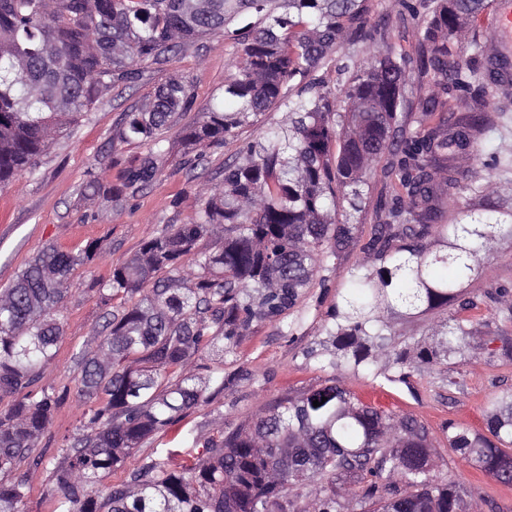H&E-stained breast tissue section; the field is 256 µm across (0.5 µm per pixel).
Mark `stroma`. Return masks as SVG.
Instances as JSON below:
<instances>
[{
    "label": "stroma",
    "instance_id": "obj_1",
    "mask_svg": "<svg viewBox=\"0 0 512 512\" xmlns=\"http://www.w3.org/2000/svg\"><path fill=\"white\" fill-rule=\"evenodd\" d=\"M368 6L388 17L378 50H402L414 58L422 53L421 20L410 15L402 0H368ZM140 70L137 82L103 92L77 124L57 135L34 173L17 175L0 190V288L8 287L46 245L77 252L98 241L106 249L104 255L75 272L74 286L61 312L65 333L60 348L36 383L37 388L55 390L61 401L40 441L47 450L43 464L25 465L17 472L27 485L26 512H50L55 495L51 471L80 424L76 357L96 347V331L104 315L116 308L115 301L102 299L99 293L113 265L133 255L167 225L195 220L206 193L222 180L225 162L285 119L281 111L263 113L253 125L237 129L223 145L200 147V160L191 163L183 160L181 128L173 126L166 132L173 150L156 183L123 203L86 197L82 189L87 182L97 178L111 185L145 152L142 146L116 138L122 113L148 102L156 88L173 76L190 82L197 108H206L212 98L222 96L224 81L234 72L232 49L223 37L209 36L162 63H144ZM402 95L410 133L425 130L419 122V103L424 98H435L438 113L444 115L465 109V95L439 94L433 76L414 66ZM487 110L494 129L480 146L485 162L492 164L495 158L512 154V94L488 97ZM491 176L493 188L488 195H463L448 206V217L489 206L512 211V175L493 169ZM361 257L356 247L339 253L320 270V285L307 289L298 304L276 320L253 323L237 338L223 363L196 357L191 371L210 374L214 380L211 402L189 410L174 428L146 438L136 449L133 462H141L158 448L182 450L186 433L204 440L216 436L220 429L241 427L260 407L281 395H295L332 379L334 372L325 365L331 349L326 329L344 279ZM503 288L512 291V238L508 236L492 242L482 270L469 284V292L482 296L483 301L468 314L463 356L451 357L442 365L422 366L403 382L368 374L344 379L345 387L364 402L397 415L415 416L425 424L433 473L465 485L464 512H512V485L474 475L448 444L449 433L459 428L484 433V414L490 402L512 394V359L500 352L501 337L512 338V314L505 305L486 298L487 293ZM456 314L451 307L425 316L392 315L387 332L402 349L428 339L435 325Z\"/></svg>",
    "mask_w": 512,
    "mask_h": 512
}]
</instances>
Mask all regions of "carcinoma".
I'll list each match as a JSON object with an SVG mask.
<instances>
[{
  "label": "carcinoma",
  "instance_id": "1",
  "mask_svg": "<svg viewBox=\"0 0 512 512\" xmlns=\"http://www.w3.org/2000/svg\"><path fill=\"white\" fill-rule=\"evenodd\" d=\"M405 7L414 15L426 10L420 43L429 52L419 65L443 92L505 90L490 70L492 56L478 65L448 52L489 0ZM239 19L244 24L230 28ZM347 30L373 44L386 19L370 15L367 0H0L1 187L32 171L104 90L136 81L138 64L160 63L207 35L231 42L235 72L222 98L184 128L185 145H219L263 112H288L224 165L223 181L193 222L167 225L112 267L103 287L123 304L106 319L96 348L79 353L83 424L53 468V512H340L338 486L348 475L367 479L358 494L365 512H458L466 489L431 475L425 426L361 402L335 378L285 396L242 428L202 442L186 434L177 469L170 452L156 450L129 479L99 486L143 439L209 401L210 378L187 372L192 357L224 362L237 336L293 308L347 247H360L365 258L348 274L326 329L334 371L358 375L384 355L396 369L387 380L403 382L406 352L394 353L386 315L478 307L466 288L490 242L512 236V212L487 207L449 222L445 213L456 195L491 188L489 178L459 164L493 128L483 99L474 95L468 111L394 140L413 60L370 50L342 97L324 92L320 71ZM195 104L193 87L175 76L146 108L124 112L118 137L147 153L120 183L93 180L85 191L120 203L155 183L169 155L163 132ZM381 160L388 191L365 236L357 222H336V205L345 201L352 218L365 210V176ZM218 234L214 248L198 249ZM101 251L95 241L79 253L49 244L0 290V395L11 398L0 410V474L44 461L37 441L59 397L32 386L64 336L59 315L75 270ZM189 255L192 275L184 274ZM159 271L166 277L153 280ZM466 322L439 325L430 344L416 347L418 363L461 353ZM485 426V435L451 432L449 446L473 472L511 485L502 468L512 457L511 394L491 403ZM26 496L25 482L0 480V512H23Z\"/></svg>",
  "mask_w": 512,
  "mask_h": 512
}]
</instances>
